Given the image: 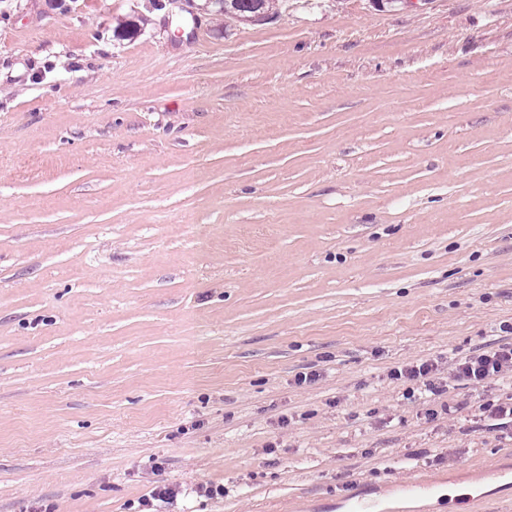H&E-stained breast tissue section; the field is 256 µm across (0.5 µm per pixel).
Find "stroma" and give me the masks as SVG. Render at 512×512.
<instances>
[{"instance_id":"stroma-1","label":"stroma","mask_w":512,"mask_h":512,"mask_svg":"<svg viewBox=\"0 0 512 512\" xmlns=\"http://www.w3.org/2000/svg\"><path fill=\"white\" fill-rule=\"evenodd\" d=\"M203 2L0 0V512H512L388 376L512 325V0ZM224 8L219 5H211L210 11L214 15H222L227 18L237 19L241 23H252L256 15L266 18L274 14L275 4L273 0H222Z\"/></svg>"}]
</instances>
